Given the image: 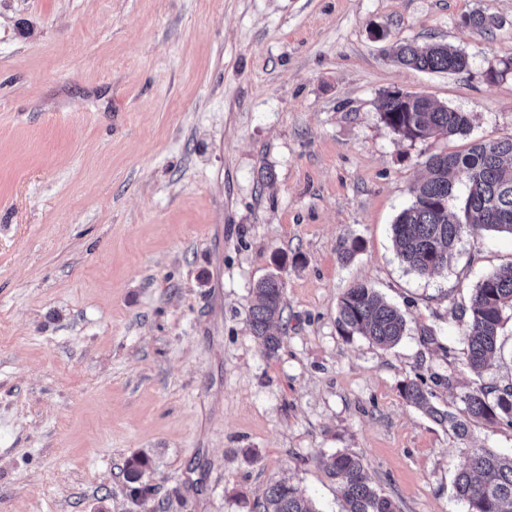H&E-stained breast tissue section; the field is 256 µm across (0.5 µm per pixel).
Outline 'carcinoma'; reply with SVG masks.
<instances>
[{"mask_svg":"<svg viewBox=\"0 0 512 512\" xmlns=\"http://www.w3.org/2000/svg\"><path fill=\"white\" fill-rule=\"evenodd\" d=\"M465 26L487 31L498 19L482 10L463 18ZM394 63L431 73H459L469 68L466 53L441 43L405 42L395 45ZM379 109L384 122L398 135L426 140L465 135L470 117L431 99L409 105L389 90ZM426 178L413 190L412 203L391 225L393 246L401 264L420 275L439 274L448 268L463 230L474 235L486 232L512 235V137L475 142L463 152L440 153L425 160ZM466 179L467 193L458 212L449 211L454 199L450 176ZM248 322L265 354L281 348L283 337L270 333L284 311L283 283L276 275L253 288ZM512 309V263L485 275L469 302L462 365L480 373L501 352L498 338L503 311ZM337 326L344 336H363L381 347L396 345L407 330L403 314L372 289L358 284L348 289L338 305ZM410 405L423 410L463 439L480 423L505 422L512 426V384L503 387L475 385L458 396L462 407L442 411L430 401L422 383L412 379L402 385ZM149 459L140 454L126 464V479L138 483L146 474ZM328 474L336 479V492L344 512H398L397 503L369 480L362 457L348 452L332 456ZM455 496L467 512H512V455L488 448H469L463 453L454 477ZM255 512H317L312 502L294 485L270 482L255 504Z\"/></svg>","mask_w":512,"mask_h":512,"instance_id":"1","label":"carcinoma"}]
</instances>
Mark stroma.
I'll use <instances>...</instances> for the list:
<instances>
[{"instance_id":"stroma-1","label":"stroma","mask_w":512,"mask_h":512,"mask_svg":"<svg viewBox=\"0 0 512 512\" xmlns=\"http://www.w3.org/2000/svg\"><path fill=\"white\" fill-rule=\"evenodd\" d=\"M478 9L500 27H465ZM405 41L469 69L398 66ZM508 57L512 0H0V512H252L277 479L342 512L339 451L400 512H466L464 449L510 455L512 427L457 439L401 386L444 409L512 383L508 309L499 359L461 367L464 308L512 236L462 233L427 276L391 226L430 155L512 136V72L484 79ZM393 88L470 113V132L403 139L378 110ZM271 273L269 357L247 310ZM356 283L403 313L395 346L340 333Z\"/></svg>"}]
</instances>
